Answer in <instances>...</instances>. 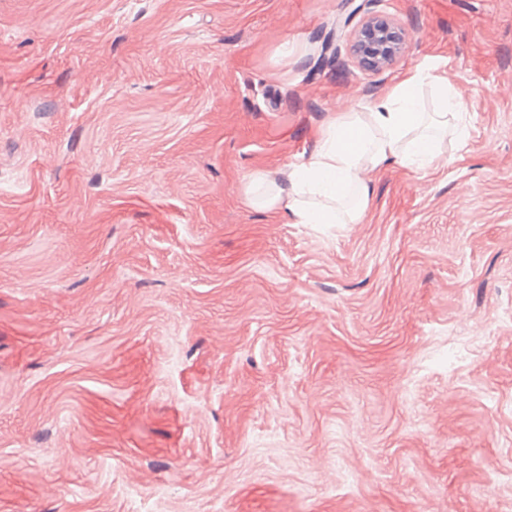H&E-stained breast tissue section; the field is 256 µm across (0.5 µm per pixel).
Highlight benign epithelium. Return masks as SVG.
I'll use <instances>...</instances> for the list:
<instances>
[{
  "label": "benign epithelium",
  "instance_id": "7a95c632",
  "mask_svg": "<svg viewBox=\"0 0 512 512\" xmlns=\"http://www.w3.org/2000/svg\"><path fill=\"white\" fill-rule=\"evenodd\" d=\"M362 6L354 7L332 36L350 38L352 53L366 71L378 73L388 68L402 52L405 33L395 22L373 15L353 23Z\"/></svg>",
  "mask_w": 512,
  "mask_h": 512
}]
</instances>
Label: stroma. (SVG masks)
I'll return each instance as SVG.
<instances>
[{"label":"stroma","mask_w":512,"mask_h":512,"mask_svg":"<svg viewBox=\"0 0 512 512\" xmlns=\"http://www.w3.org/2000/svg\"><path fill=\"white\" fill-rule=\"evenodd\" d=\"M0 0V512H512V0ZM468 136L358 224L249 206L415 68ZM354 7L344 21L332 32L336 41L343 36L349 37L352 53L358 64L366 71L378 73L388 68L402 52L405 44V33L395 22L378 15L362 18L351 27L353 20L361 13L364 6Z\"/></svg>","instance_id":"1"}]
</instances>
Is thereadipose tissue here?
<instances>
[{
  "instance_id": "1",
  "label": "adipose tissue",
  "mask_w": 512,
  "mask_h": 512,
  "mask_svg": "<svg viewBox=\"0 0 512 512\" xmlns=\"http://www.w3.org/2000/svg\"><path fill=\"white\" fill-rule=\"evenodd\" d=\"M428 82L439 103L433 112L424 111L418 96ZM462 110L447 77L414 69L374 95L366 111L334 117L300 164L276 173L252 170L243 195L250 206L283 213L293 224L357 223L384 169H431L445 163L448 142L466 135L456 122Z\"/></svg>"
}]
</instances>
